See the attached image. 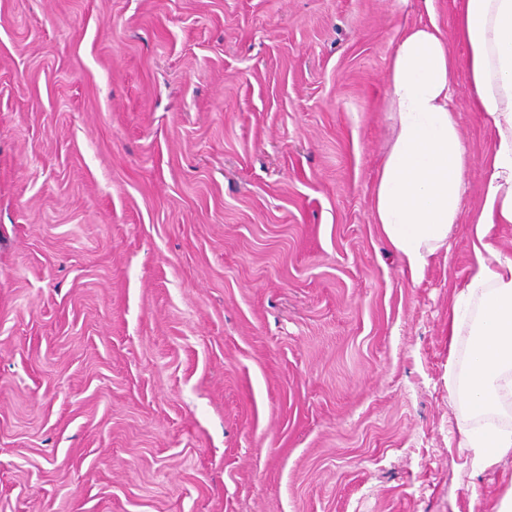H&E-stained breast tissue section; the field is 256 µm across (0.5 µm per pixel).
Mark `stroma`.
<instances>
[{
	"label": "stroma",
	"mask_w": 512,
	"mask_h": 512,
	"mask_svg": "<svg viewBox=\"0 0 512 512\" xmlns=\"http://www.w3.org/2000/svg\"><path fill=\"white\" fill-rule=\"evenodd\" d=\"M424 0H0V512H494L450 394L490 134L420 282L370 211Z\"/></svg>",
	"instance_id": "stroma-1"
}]
</instances>
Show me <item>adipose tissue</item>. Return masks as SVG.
<instances>
[{
    "label": "adipose tissue",
    "mask_w": 512,
    "mask_h": 512,
    "mask_svg": "<svg viewBox=\"0 0 512 512\" xmlns=\"http://www.w3.org/2000/svg\"><path fill=\"white\" fill-rule=\"evenodd\" d=\"M455 35L468 48L470 94L493 145L483 160L474 261L448 313L449 340L464 335L469 342L466 369L449 389L473 413L490 416L512 396V256L491 234L494 225L512 224V0H459ZM454 68L432 20L401 31L388 69L395 135L377 173L372 215L416 282L447 249L465 204L467 151L452 106ZM461 445L483 470L512 453V429H465Z\"/></svg>",
    "instance_id": "obj_1"
}]
</instances>
